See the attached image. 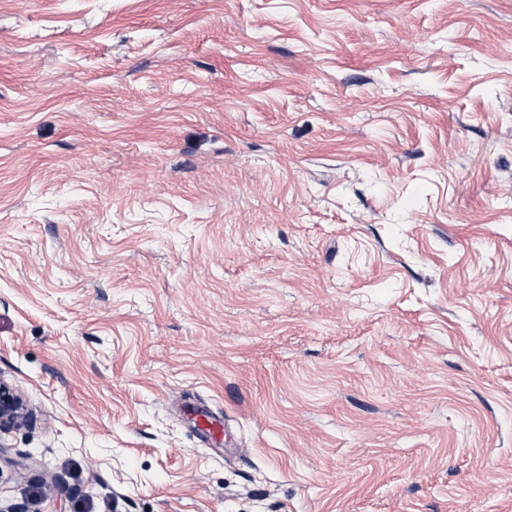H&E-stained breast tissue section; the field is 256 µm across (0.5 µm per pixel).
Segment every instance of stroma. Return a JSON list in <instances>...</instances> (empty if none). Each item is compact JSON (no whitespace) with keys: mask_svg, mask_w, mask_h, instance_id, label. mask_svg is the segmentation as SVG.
<instances>
[{"mask_svg":"<svg viewBox=\"0 0 512 512\" xmlns=\"http://www.w3.org/2000/svg\"><path fill=\"white\" fill-rule=\"evenodd\" d=\"M0 379L2 508L512 512V0H0ZM27 421L23 397L9 383L0 379V433L18 428Z\"/></svg>","mask_w":512,"mask_h":512,"instance_id":"1","label":"stroma"}]
</instances>
